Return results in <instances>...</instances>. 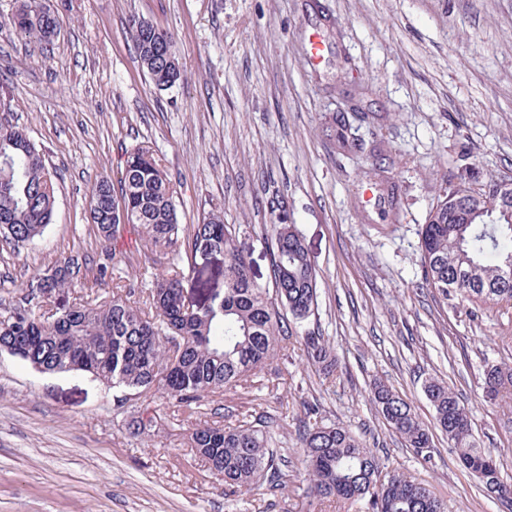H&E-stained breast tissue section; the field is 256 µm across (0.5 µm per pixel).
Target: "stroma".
Wrapping results in <instances>:
<instances>
[{
	"label": "stroma",
	"mask_w": 512,
	"mask_h": 512,
	"mask_svg": "<svg viewBox=\"0 0 512 512\" xmlns=\"http://www.w3.org/2000/svg\"><path fill=\"white\" fill-rule=\"evenodd\" d=\"M51 45L17 38L15 0H0V99L54 176V221L33 243L0 236V309L17 304L63 252L102 243L86 199L117 178L124 154L150 146L176 192L181 223L218 210L238 225L253 279L270 281L266 224L297 225L318 274V307L246 387L188 415L153 395L80 372L45 374L0 352V512H367L306 493L298 426L307 404L341 422L388 468L425 482L447 512H511L465 471L434 430L425 384L458 393L478 446L512 484V409L486 402L483 374L512 365V307L471 306L424 287L419 229L449 184L512 178V0H49ZM172 33L182 78L160 89L139 65L131 19ZM319 40L317 57L310 43ZM347 113L348 140L332 126ZM128 259L78 296L106 301L143 286L169 256L146 259L136 230ZM188 299L224 290L220 260L180 256ZM334 346L326 378L304 335ZM398 391L425 426L422 458L369 400ZM276 417L293 479L285 493L237 497L186 446L204 423ZM155 417L130 436V417Z\"/></svg>",
	"instance_id": "stroma-1"
}]
</instances>
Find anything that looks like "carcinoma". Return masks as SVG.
Wrapping results in <instances>:
<instances>
[{
    "mask_svg": "<svg viewBox=\"0 0 512 512\" xmlns=\"http://www.w3.org/2000/svg\"><path fill=\"white\" fill-rule=\"evenodd\" d=\"M42 0H17L13 24L25 41L48 44L57 27L44 22ZM136 58L154 84L176 82L181 70L172 35L147 20L131 28ZM0 232L17 243L31 242L52 223L56 189L41 149L16 125L0 122ZM495 180L474 188L464 182L432 207L421 226L424 284L463 302L512 305V220L502 213ZM98 236L106 242L94 258L57 257L58 271L31 294L0 314V351L42 373L80 371L135 396L157 394L183 412L197 413L215 394L240 387L274 356L288 352V340L317 306V272L294 224L270 225L272 288L257 284L236 243V227L221 212L187 229L179 223L175 191L162 160L145 146L126 152L117 182L103 177L88 203ZM140 229L144 248L168 254L179 238L190 253L206 245L223 258L224 296L218 304L196 306L184 295V271L156 276L143 305L131 300V286L115 285L112 299L70 302L77 288L104 281L126 262L112 248L128 226ZM308 360L320 374L337 368L334 348L321 336L304 337ZM485 397L512 403V366L484 373ZM434 419L461 466L485 490L512 498L500 477L497 458L472 440L460 397L431 381L426 387ZM372 402L386 424L416 453L432 448L429 431L410 404L379 381ZM302 455L307 493L322 500H364L369 512H445L422 483L387 471L379 457L342 423L325 424L320 408L307 404L302 420ZM210 472L234 491L263 486L272 494L288 488V452L275 447L267 416L224 426L205 424L188 440Z\"/></svg>",
    "mask_w": 512,
    "mask_h": 512,
    "instance_id": "1",
    "label": "carcinoma"
}]
</instances>
